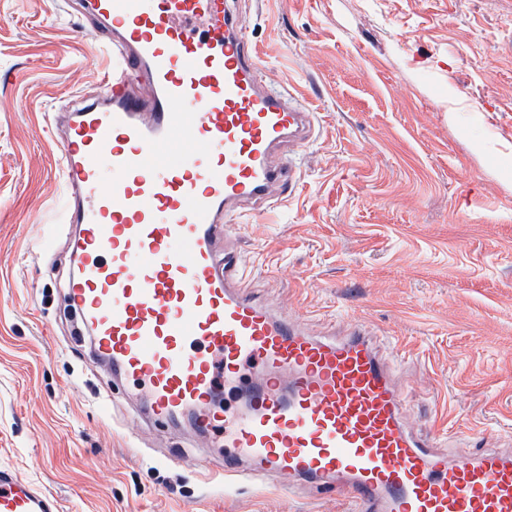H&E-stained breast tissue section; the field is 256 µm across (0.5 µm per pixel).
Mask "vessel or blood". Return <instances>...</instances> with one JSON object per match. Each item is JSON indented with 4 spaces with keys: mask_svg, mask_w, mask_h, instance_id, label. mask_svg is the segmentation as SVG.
Masks as SVG:
<instances>
[{
    "mask_svg": "<svg viewBox=\"0 0 512 512\" xmlns=\"http://www.w3.org/2000/svg\"><path fill=\"white\" fill-rule=\"evenodd\" d=\"M79 6L112 70L58 141L78 262L64 288L94 356L150 394L143 421L189 410L223 430L228 482L331 486L355 512H512V455L411 433L365 327L320 339L254 297L230 229L283 182L315 115L266 84L232 0ZM60 509L0 467V512Z\"/></svg>",
    "mask_w": 512,
    "mask_h": 512,
    "instance_id": "vessel-or-blood-1",
    "label": "vessel or blood"
}]
</instances>
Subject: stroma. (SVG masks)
I'll list each match as a JSON object with an SVG mask.
<instances>
[{"instance_id": "1", "label": "stroma", "mask_w": 512, "mask_h": 512, "mask_svg": "<svg viewBox=\"0 0 512 512\" xmlns=\"http://www.w3.org/2000/svg\"><path fill=\"white\" fill-rule=\"evenodd\" d=\"M266 82L317 118L293 184L234 229L256 293L313 334L367 324L407 426L512 451V0H238ZM66 0H0V465L62 512H352L224 485L193 427H141L61 287L55 117L112 67ZM189 449L181 465L164 461Z\"/></svg>"}]
</instances>
